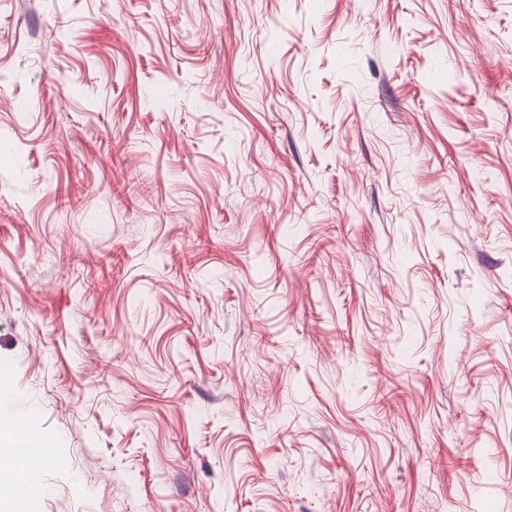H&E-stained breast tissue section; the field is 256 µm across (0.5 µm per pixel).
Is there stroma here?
I'll use <instances>...</instances> for the list:
<instances>
[{
    "label": "stroma",
    "mask_w": 512,
    "mask_h": 512,
    "mask_svg": "<svg viewBox=\"0 0 512 512\" xmlns=\"http://www.w3.org/2000/svg\"><path fill=\"white\" fill-rule=\"evenodd\" d=\"M0 380L32 512H512V0H0Z\"/></svg>",
    "instance_id": "35a3bbf8"
}]
</instances>
